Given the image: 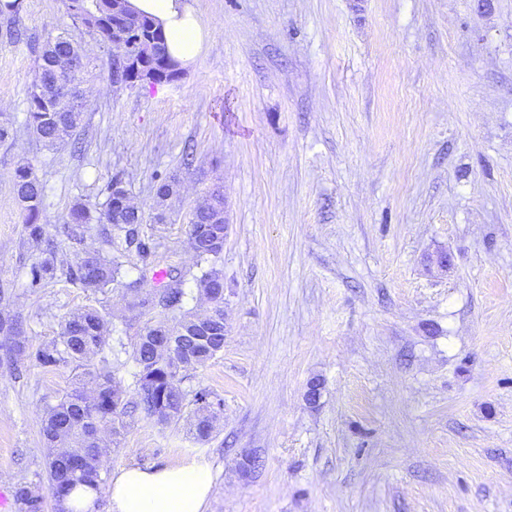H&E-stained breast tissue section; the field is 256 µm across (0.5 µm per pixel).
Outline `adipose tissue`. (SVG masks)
<instances>
[{
    "mask_svg": "<svg viewBox=\"0 0 512 512\" xmlns=\"http://www.w3.org/2000/svg\"><path fill=\"white\" fill-rule=\"evenodd\" d=\"M126 6L153 19L179 68L195 63L209 32L190 0H126ZM216 487L206 463L122 467L112 475L107 512H206Z\"/></svg>",
    "mask_w": 512,
    "mask_h": 512,
    "instance_id": "obj_1",
    "label": "adipose tissue"
}]
</instances>
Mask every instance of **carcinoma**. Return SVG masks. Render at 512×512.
Instances as JSON below:
<instances>
[{"mask_svg":"<svg viewBox=\"0 0 512 512\" xmlns=\"http://www.w3.org/2000/svg\"><path fill=\"white\" fill-rule=\"evenodd\" d=\"M68 15L112 43V0H65ZM131 24L163 44L161 33L153 21L133 15ZM81 62L80 69L70 73L66 61ZM91 60L78 45L60 32L48 37L38 55V77L27 91V129L46 147L58 148L72 140L82 114V99L64 100L58 89L64 82H84L90 73ZM13 185L22 206L27 240L46 244L41 260L30 265L29 287L42 288L56 278L57 264L51 244L45 243L41 223V206L45 185L29 165H19L13 173ZM156 200L154 221L163 224L167 218L164 203L177 193L175 179H158L153 185ZM69 221L78 228L92 222L108 224L134 247L143 266L151 264L156 249L155 240L144 234L146 223L142 210L130 202L128 189L115 179L107 185L103 209L93 215L85 203H74ZM190 245L199 259L206 261L224 250V189L217 185L193 215ZM122 267L119 258L108 259L101 254H89L76 266L66 270L70 283L86 292L97 293L117 281ZM197 295L210 303L208 313L198 317L185 309L194 296L178 286L167 285L156 292L135 290L129 308L135 312L150 307L158 314L180 311L173 325L159 319L148 325L138 336L133 349V361L138 368L137 391L139 406L145 415L161 422L178 423L190 413V432L200 441L209 440L216 429L224 401L206 388L190 390L184 382L192 378L191 371L205 366L224 350V276L210 269L196 279ZM109 321L95 307H84L67 315L57 338L26 347L16 342L13 349L28 351V356L46 370L70 366L75 371L72 389L57 403L47 407L43 437L52 449L47 460L48 489L56 512H66L65 498L80 485L98 490L106 482L100 468L104 452L99 435L108 429L120 433L123 421L117 410L121 387L104 365ZM18 512H44L45 497L38 488L19 485L14 490Z\"/></svg>","mask_w":512,"mask_h":512,"instance_id":"cac0c4a2","label":"carcinoma"}]
</instances>
